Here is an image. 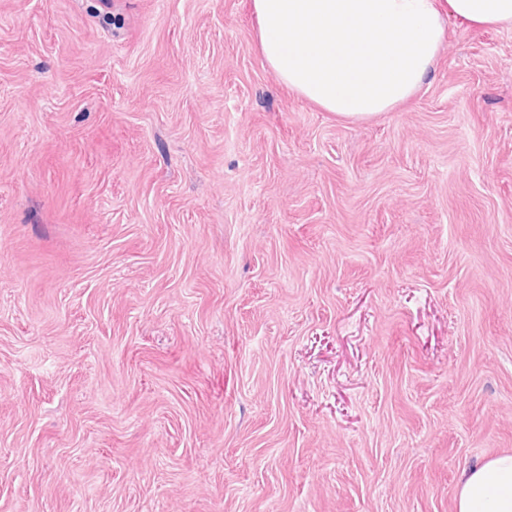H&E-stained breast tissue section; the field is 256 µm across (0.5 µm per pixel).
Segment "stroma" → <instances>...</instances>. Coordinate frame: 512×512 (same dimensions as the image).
Masks as SVG:
<instances>
[{"mask_svg":"<svg viewBox=\"0 0 512 512\" xmlns=\"http://www.w3.org/2000/svg\"><path fill=\"white\" fill-rule=\"evenodd\" d=\"M251 0H0V512H455L512 452V29L341 120Z\"/></svg>","mask_w":512,"mask_h":512,"instance_id":"obj_1","label":"stroma"}]
</instances>
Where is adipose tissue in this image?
<instances>
[{
	"mask_svg": "<svg viewBox=\"0 0 512 512\" xmlns=\"http://www.w3.org/2000/svg\"><path fill=\"white\" fill-rule=\"evenodd\" d=\"M261 59L299 97L349 120L410 102L446 23L512 27V0H252ZM455 512H512V453L464 471Z\"/></svg>",
	"mask_w": 512,
	"mask_h": 512,
	"instance_id": "adipose-tissue-1",
	"label": "adipose tissue"
}]
</instances>
